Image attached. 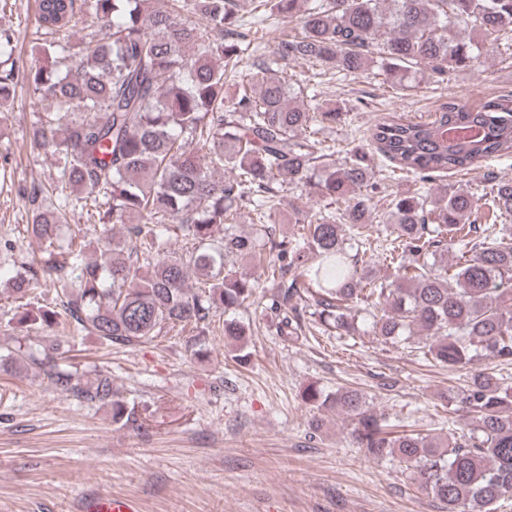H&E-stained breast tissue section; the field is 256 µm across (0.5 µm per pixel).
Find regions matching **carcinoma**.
<instances>
[{"mask_svg": "<svg viewBox=\"0 0 512 512\" xmlns=\"http://www.w3.org/2000/svg\"><path fill=\"white\" fill-rule=\"evenodd\" d=\"M38 0L34 22L0 30V124L17 89L43 103L30 148L58 157L50 186L22 187L26 233L46 260L12 277L20 302L28 287L51 281L79 330L134 346L165 328H198L224 307V341L248 362L251 325L236 316L257 286L254 274L226 268L236 258L265 265L277 334L299 339L306 317L318 329L358 336L360 306L369 328L392 344L423 336L426 354L450 368L473 366L468 385L448 397L471 418L467 432L400 433L356 388L303 391L351 422L356 447L415 468L419 487L444 512H495L512 500V383L491 364L512 363V178L498 180L485 234L468 220L478 200L456 188L434 197L402 192L373 237L375 187L364 151L329 160L316 138L339 113L315 99H293L290 61L357 74L385 62L403 84L422 73L444 78L467 68L479 44L512 31V0ZM97 28L73 42L76 17ZM299 21L274 41L250 38L247 24ZM23 37L43 57L21 68L13 45ZM234 92L227 94L226 86ZM376 150L400 171H463L482 158L512 152V95L479 109L450 104L430 122L390 118L372 129ZM229 170L214 178L213 169ZM304 184L343 213L297 212V233H276L283 184ZM259 226L236 231L241 209ZM75 212L106 233L100 258H81L83 241L62 238ZM120 225L125 236L112 233ZM188 243L177 253L174 237ZM460 262L448 269V252ZM392 273H366L372 258ZM196 278L197 288L188 287ZM33 368L47 386L80 402L112 407V420L139 429L135 407L112 386V372H80L56 348L18 345L6 355Z\"/></svg>", "mask_w": 512, "mask_h": 512, "instance_id": "carcinoma-1", "label": "carcinoma"}]
</instances>
